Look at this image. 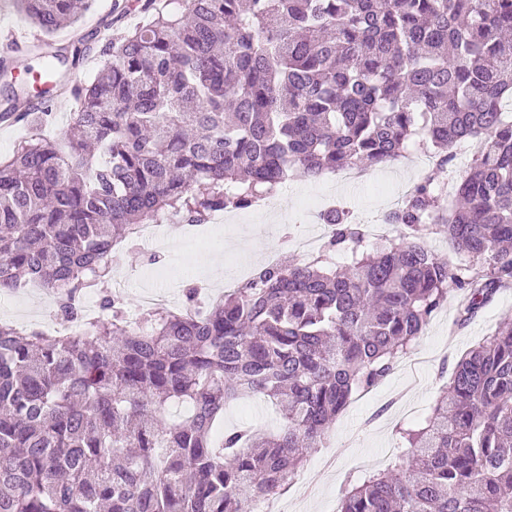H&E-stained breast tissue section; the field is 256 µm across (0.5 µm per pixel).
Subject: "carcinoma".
<instances>
[{
    "label": "carcinoma",
    "instance_id": "1",
    "mask_svg": "<svg viewBox=\"0 0 512 512\" xmlns=\"http://www.w3.org/2000/svg\"><path fill=\"white\" fill-rule=\"evenodd\" d=\"M52 47L93 0H12ZM512 0H166L102 49L55 139L52 113L0 159V293L32 280L71 335L0 323V512H250L288 489L354 395L379 386L452 289L465 325L512 286ZM459 144L470 168L448 190ZM418 147L435 165L364 242L332 209L322 253L258 267L224 297L128 318L112 253L140 227L273 198L296 173L383 166ZM433 225L466 264L429 252ZM346 264L336 267V256ZM100 293L106 317L78 305ZM446 393L383 470L336 512H512V325L466 352ZM270 401L275 432L216 441L224 408ZM173 403L188 415L165 419ZM415 462L411 476L404 460Z\"/></svg>",
    "mask_w": 512,
    "mask_h": 512
}]
</instances>
